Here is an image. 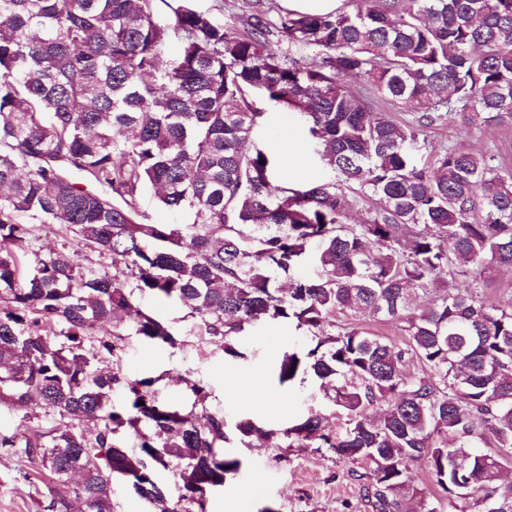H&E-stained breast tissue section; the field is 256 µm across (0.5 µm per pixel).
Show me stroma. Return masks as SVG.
Instances as JSON below:
<instances>
[{
	"instance_id": "obj_1",
	"label": "stroma",
	"mask_w": 512,
	"mask_h": 512,
	"mask_svg": "<svg viewBox=\"0 0 512 512\" xmlns=\"http://www.w3.org/2000/svg\"><path fill=\"white\" fill-rule=\"evenodd\" d=\"M203 10L215 13L225 25L243 29L255 14L277 20L286 10H297L296 0H194ZM255 143L273 149L289 180L301 187L323 179L318 163L317 144L307 127L291 113L267 109L256 128ZM423 156L447 148L482 151L496 162L512 169V123L468 128L442 122L424 129L420 135ZM67 249L81 262L111 269L112 260L91 252L80 238L66 233L58 224H34L23 244L28 263L47 257L51 251ZM141 310L166 322L178 335L181 347H149L137 337H125L121 367L131 377H159L162 399L191 406L193 397L187 381L202 382L208 391L204 403L208 412L235 420L250 414L274 435L266 442L243 445L232 442V455L242 462L234 479L207 496V512H261L271 506L275 512H371L361 495V474L369 472L366 460L337 456L327 448L309 442L304 448L287 447L283 429L303 421L308 415H325L333 431L345 426L346 413L333 406L319 381L305 378L278 384L274 367L284 353L299 352L311 345L306 329L295 324H269L246 329L239 338L240 358L225 356L224 349L212 337L199 335L194 319L159 299H146ZM257 375L263 379L267 399L286 404L285 412L266 408L254 401L247 386H239L237 395H229L228 382L233 378ZM79 430L78 422L61 417L58 411L38 405L18 407L0 405V434L15 436L18 445L0 448V512H47L51 499H73V486L52 480L38 459L27 456L22 444L35 430L51 427Z\"/></svg>"
}]
</instances>
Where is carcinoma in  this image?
<instances>
[{
  "mask_svg": "<svg viewBox=\"0 0 512 512\" xmlns=\"http://www.w3.org/2000/svg\"><path fill=\"white\" fill-rule=\"evenodd\" d=\"M192 2L0 0V403L94 427L38 431L27 454L59 481L82 468L83 512H113L116 482L160 512H206V494L240 471L224 450L231 437L271 435L250 416L230 425L159 400L160 377H128L117 344H102L117 364L96 365L84 347L96 324L180 347L150 314L125 327L137 299L158 295L232 358L247 327L307 328L315 346L284 354L278 383H333L348 422L330 435L310 415L283 431L287 447L316 437L370 460L372 512H512L501 481L512 464V305L483 297L492 274L512 268V170L456 149L418 163L419 135L437 122H512V0H360L354 13L255 15L242 32ZM271 32L319 51L290 59ZM352 76L414 121L373 111L346 87ZM259 100L308 123L331 178L296 189L268 149L246 148ZM147 188L187 222L149 221L138 204ZM355 190L376 206L349 224ZM37 223L64 226L115 273L62 250L23 273L20 246ZM308 260L317 276H292ZM346 313L403 322L405 347L336 323ZM414 462L440 489L430 501L411 482ZM162 470L181 489L175 502Z\"/></svg>",
  "mask_w": 512,
  "mask_h": 512,
  "instance_id": "cac0c4a2",
  "label": "carcinoma"
}]
</instances>
